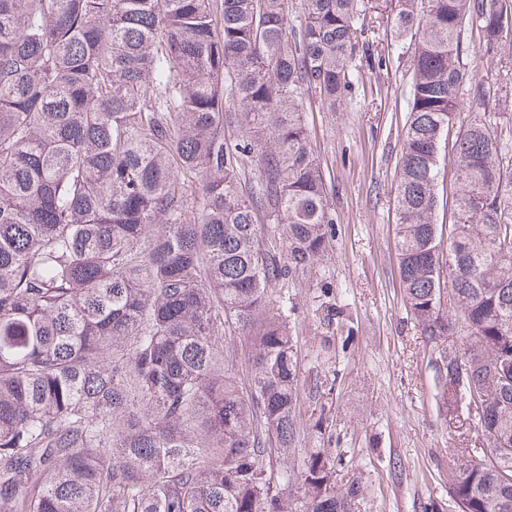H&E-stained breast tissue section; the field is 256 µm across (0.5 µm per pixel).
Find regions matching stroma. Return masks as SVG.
Listing matches in <instances>:
<instances>
[{
	"mask_svg": "<svg viewBox=\"0 0 512 512\" xmlns=\"http://www.w3.org/2000/svg\"><path fill=\"white\" fill-rule=\"evenodd\" d=\"M381 4L360 0L377 44L374 57L357 56L343 104L303 100L332 224L316 272L276 289L293 308L298 345L297 437L287 465L299 467L307 449H329L337 486L359 488L354 512H458L448 467L459 439L399 281L394 199L412 57L389 53L398 37Z\"/></svg>",
	"mask_w": 512,
	"mask_h": 512,
	"instance_id": "35a3bbf8",
	"label": "stroma"
}]
</instances>
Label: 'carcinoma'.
<instances>
[{"label": "carcinoma", "instance_id": "carcinoma-1", "mask_svg": "<svg viewBox=\"0 0 512 512\" xmlns=\"http://www.w3.org/2000/svg\"><path fill=\"white\" fill-rule=\"evenodd\" d=\"M0 0V512H292L298 356L274 287L327 251L303 96L353 82L358 0ZM411 89L395 209L406 305L456 449L459 512H512V156L478 59L512 0H391ZM370 34L364 41L358 35ZM455 139L447 141L452 127ZM459 190L435 223L441 146ZM285 236L263 241L260 225ZM455 293L447 302L448 291ZM458 344L448 346L456 321ZM247 340L248 382L224 338ZM302 512H352L309 449Z\"/></svg>", "mask_w": 512, "mask_h": 512}]
</instances>
